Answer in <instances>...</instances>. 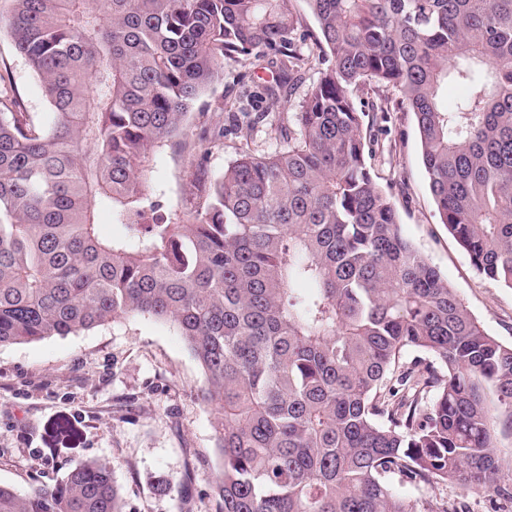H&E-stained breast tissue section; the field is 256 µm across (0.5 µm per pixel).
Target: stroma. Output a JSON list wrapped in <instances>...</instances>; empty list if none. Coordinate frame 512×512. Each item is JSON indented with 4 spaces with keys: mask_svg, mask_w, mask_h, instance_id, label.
Returning a JSON list of instances; mask_svg holds the SVG:
<instances>
[{
    "mask_svg": "<svg viewBox=\"0 0 512 512\" xmlns=\"http://www.w3.org/2000/svg\"><path fill=\"white\" fill-rule=\"evenodd\" d=\"M10 68L14 90L28 109L46 104L37 79L8 37L0 38V69ZM316 66L302 70L291 91L263 99L265 121L244 129L242 113L228 111L246 81L272 82L270 70L229 62L200 97L183 139L154 147L146 167L168 210H193L188 173L200 131L210 137L214 172L244 153L268 156L285 148L278 128L287 124ZM393 90L365 96L362 135L368 166L394 204L405 235L455 290L481 327L512 344V288L479 275L439 221L421 160L412 113L377 111L396 100ZM204 373L168 326L141 318L28 344L0 346V484L26 493L55 485L89 459L112 465L123 512H217L214 482L220 467L213 412L197 394ZM416 506L443 504L454 512H512V502L456 484L401 486Z\"/></svg>",
    "mask_w": 512,
    "mask_h": 512,
    "instance_id": "35a3bbf8",
    "label": "stroma"
}]
</instances>
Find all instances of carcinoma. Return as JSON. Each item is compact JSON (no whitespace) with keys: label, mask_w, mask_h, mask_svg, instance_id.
<instances>
[{"label":"carcinoma","mask_w":512,"mask_h":512,"mask_svg":"<svg viewBox=\"0 0 512 512\" xmlns=\"http://www.w3.org/2000/svg\"><path fill=\"white\" fill-rule=\"evenodd\" d=\"M307 2L322 71L280 127L288 148L221 174L203 152L181 219L162 216L148 153L184 135L224 63L263 59L281 87L305 68L291 0H3L49 111L0 72V346L122 317L171 327L216 413L219 512H416L398 483L512 498V344L405 237L356 103L398 91L441 223L512 288V0ZM101 207L122 236L100 235ZM410 351L432 360L406 366ZM0 512L122 505L90 460L52 487L0 485ZM500 458V472L498 483L509 485L512 488V436L500 435L498 437Z\"/></svg>","instance_id":"1"}]
</instances>
